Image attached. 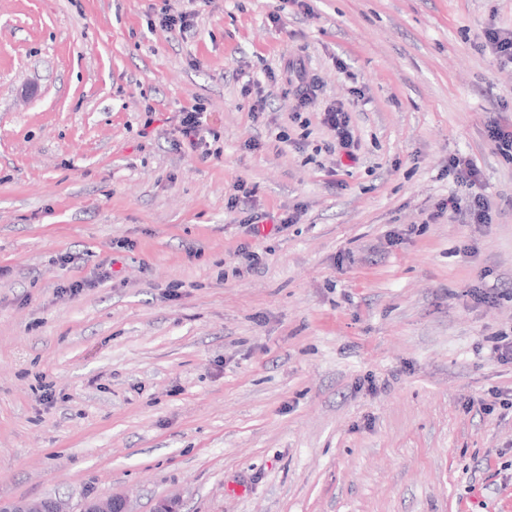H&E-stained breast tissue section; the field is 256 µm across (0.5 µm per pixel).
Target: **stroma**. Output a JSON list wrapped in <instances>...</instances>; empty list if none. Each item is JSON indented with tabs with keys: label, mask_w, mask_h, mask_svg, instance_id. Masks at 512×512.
Listing matches in <instances>:
<instances>
[{
	"label": "stroma",
	"mask_w": 512,
	"mask_h": 512,
	"mask_svg": "<svg viewBox=\"0 0 512 512\" xmlns=\"http://www.w3.org/2000/svg\"><path fill=\"white\" fill-rule=\"evenodd\" d=\"M309 4L0 0V501L512 512V69L482 48L512 0ZM197 102L220 158L175 145ZM453 154L491 223L439 214ZM260 214L294 222L250 236ZM162 15L160 17L161 26L169 29L175 30L178 28L179 31H182L188 27H190L193 18L196 15L194 11H172L168 7H164L161 9ZM323 124L333 132L339 146L345 149L350 160H354V137L351 127V114L341 105H330L323 112ZM489 133L497 151L504 157L512 159V123H493L489 126Z\"/></svg>",
	"instance_id": "1"
}]
</instances>
